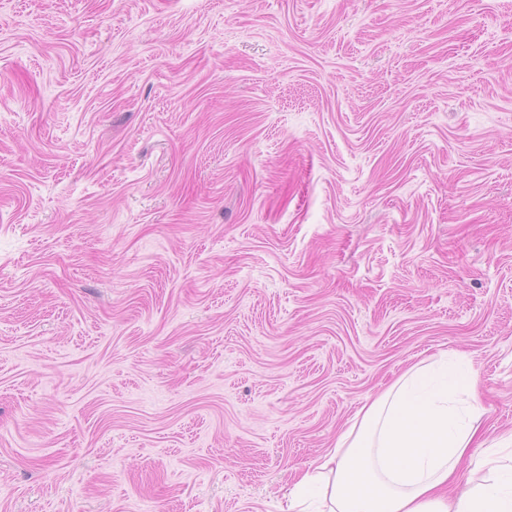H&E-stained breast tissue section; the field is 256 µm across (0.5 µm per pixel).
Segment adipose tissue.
<instances>
[{
    "mask_svg": "<svg viewBox=\"0 0 512 512\" xmlns=\"http://www.w3.org/2000/svg\"><path fill=\"white\" fill-rule=\"evenodd\" d=\"M468 366L429 361L401 376L314 460L285 512H512V433L496 454L469 458L484 411Z\"/></svg>",
    "mask_w": 512,
    "mask_h": 512,
    "instance_id": "1",
    "label": "adipose tissue"
}]
</instances>
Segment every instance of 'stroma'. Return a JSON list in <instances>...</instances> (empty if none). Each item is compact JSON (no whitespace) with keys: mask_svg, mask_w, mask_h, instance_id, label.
Wrapping results in <instances>:
<instances>
[{"mask_svg":"<svg viewBox=\"0 0 512 512\" xmlns=\"http://www.w3.org/2000/svg\"><path fill=\"white\" fill-rule=\"evenodd\" d=\"M512 432V0H0V512H281L421 360Z\"/></svg>","mask_w":512,"mask_h":512,"instance_id":"35a3bbf8","label":"stroma"}]
</instances>
